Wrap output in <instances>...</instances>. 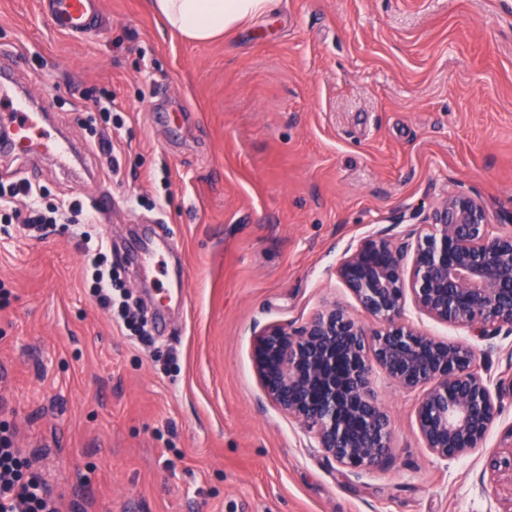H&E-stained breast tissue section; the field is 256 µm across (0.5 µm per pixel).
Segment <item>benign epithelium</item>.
Returning a JSON list of instances; mask_svg holds the SVG:
<instances>
[{
  "label": "benign epithelium",
  "instance_id": "1",
  "mask_svg": "<svg viewBox=\"0 0 512 512\" xmlns=\"http://www.w3.org/2000/svg\"><path fill=\"white\" fill-rule=\"evenodd\" d=\"M336 272L374 326L333 304L300 327L262 331L252 359L268 398L341 467L382 468L391 419L372 387L375 363L403 390L420 392L416 421L434 455L448 462L483 447L512 379L481 372L470 344L407 324L404 306L409 297L430 318L477 336L512 332V230H495L478 196L450 193L419 230L361 239ZM502 441L509 452L485 460L492 473H512V425Z\"/></svg>",
  "mask_w": 512,
  "mask_h": 512
}]
</instances>
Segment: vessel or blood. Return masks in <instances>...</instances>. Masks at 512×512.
<instances>
[{
	"instance_id": "1",
	"label": "vessel or blood",
	"mask_w": 512,
	"mask_h": 512,
	"mask_svg": "<svg viewBox=\"0 0 512 512\" xmlns=\"http://www.w3.org/2000/svg\"><path fill=\"white\" fill-rule=\"evenodd\" d=\"M47 3L48 17L57 32L77 38L96 33L97 0H47ZM8 57V51L0 48V150L23 155L52 150L62 167L71 169L75 155L66 139L48 123L44 113L28 111L26 99L15 97L10 73L1 65ZM160 252V245L147 234L131 258L142 273L148 275L156 270Z\"/></svg>"
}]
</instances>
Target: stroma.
Listing matches in <instances>:
<instances>
[{"label": "stroma", "instance_id": "obj_1", "mask_svg": "<svg viewBox=\"0 0 512 512\" xmlns=\"http://www.w3.org/2000/svg\"><path fill=\"white\" fill-rule=\"evenodd\" d=\"M38 2L0 0V46L93 176L32 153L0 156V181L30 178L55 205L111 193L92 230L151 334L90 295L80 225L0 223V422L60 512H512V477L485 472V450L433 455L381 368L393 459L350 473L252 362L265 328L356 308L336 266L368 234L405 235L457 191L512 218V0H278L202 43L148 0H100L92 38L55 32ZM147 227L175 242L152 282L123 261Z\"/></svg>", "mask_w": 512, "mask_h": 512}]
</instances>
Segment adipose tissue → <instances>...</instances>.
I'll use <instances>...</instances> for the list:
<instances>
[{"label":"adipose tissue","instance_id":"ef3b65f1","mask_svg":"<svg viewBox=\"0 0 512 512\" xmlns=\"http://www.w3.org/2000/svg\"><path fill=\"white\" fill-rule=\"evenodd\" d=\"M275 0H149L151 11L193 42L211 40L270 12Z\"/></svg>","mask_w":512,"mask_h":512}]
</instances>
